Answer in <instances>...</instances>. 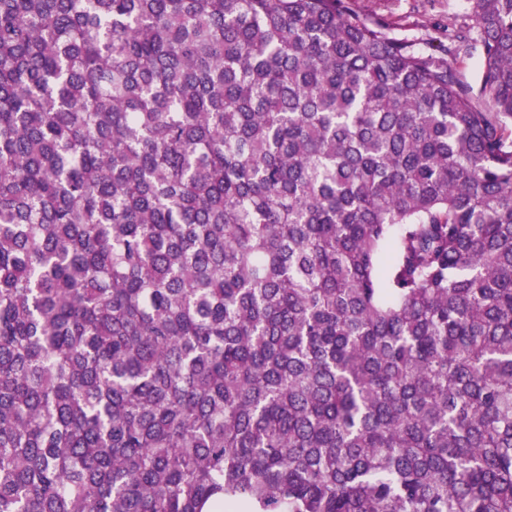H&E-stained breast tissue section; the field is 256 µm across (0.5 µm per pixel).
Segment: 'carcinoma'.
Wrapping results in <instances>:
<instances>
[{"label": "carcinoma", "instance_id": "carcinoma-1", "mask_svg": "<svg viewBox=\"0 0 512 512\" xmlns=\"http://www.w3.org/2000/svg\"><path fill=\"white\" fill-rule=\"evenodd\" d=\"M474 10L477 91L350 0H0V512H512Z\"/></svg>", "mask_w": 512, "mask_h": 512}]
</instances>
